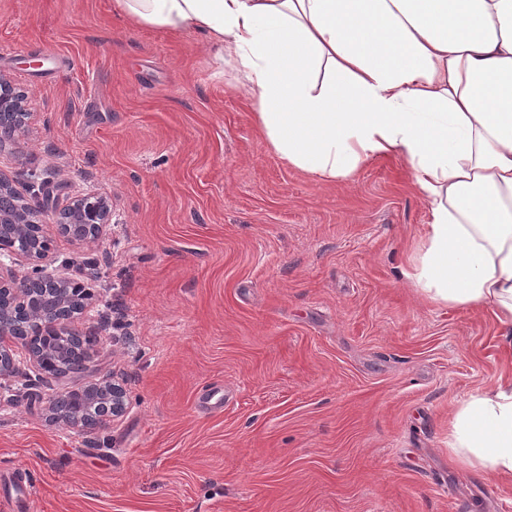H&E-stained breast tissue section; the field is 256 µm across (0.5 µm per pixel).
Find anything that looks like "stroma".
Wrapping results in <instances>:
<instances>
[{"label": "stroma", "instance_id": "obj_1", "mask_svg": "<svg viewBox=\"0 0 512 512\" xmlns=\"http://www.w3.org/2000/svg\"><path fill=\"white\" fill-rule=\"evenodd\" d=\"M112 3L0 0V75L32 114L0 177L46 171L47 212L75 185L120 218L89 245L45 228L54 261H96L112 325L90 371L0 405L26 512H495L512 479L454 460L448 416L512 380V328L415 288L429 215L404 159L333 184L288 167L232 58ZM114 375L130 408L95 433L34 403ZM215 383L217 414L196 405Z\"/></svg>", "mask_w": 512, "mask_h": 512}]
</instances>
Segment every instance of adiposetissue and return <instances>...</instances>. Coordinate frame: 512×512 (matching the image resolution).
<instances>
[{
	"mask_svg": "<svg viewBox=\"0 0 512 512\" xmlns=\"http://www.w3.org/2000/svg\"><path fill=\"white\" fill-rule=\"evenodd\" d=\"M232 57L273 151L320 181L402 156L430 214L427 300L512 324V0H114ZM449 449L512 475V384L471 397Z\"/></svg>",
	"mask_w": 512,
	"mask_h": 512,
	"instance_id": "obj_1",
	"label": "adipose tissue"
}]
</instances>
